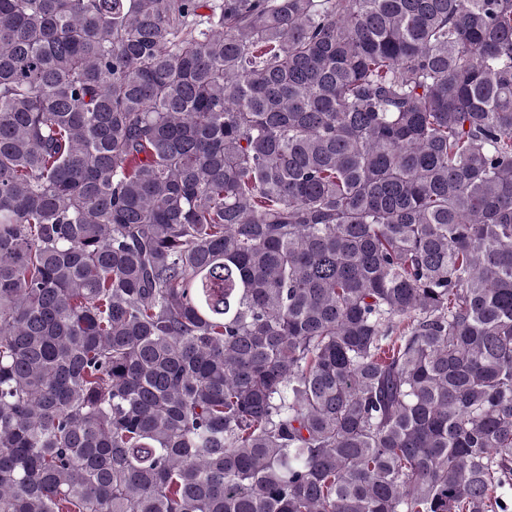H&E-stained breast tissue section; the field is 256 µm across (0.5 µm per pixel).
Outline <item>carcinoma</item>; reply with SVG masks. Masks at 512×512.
Instances as JSON below:
<instances>
[{"instance_id": "1", "label": "carcinoma", "mask_w": 512, "mask_h": 512, "mask_svg": "<svg viewBox=\"0 0 512 512\" xmlns=\"http://www.w3.org/2000/svg\"><path fill=\"white\" fill-rule=\"evenodd\" d=\"M512 0H0V512H509Z\"/></svg>"}]
</instances>
